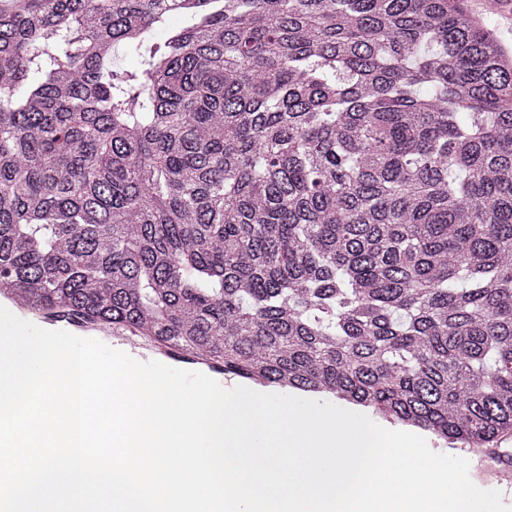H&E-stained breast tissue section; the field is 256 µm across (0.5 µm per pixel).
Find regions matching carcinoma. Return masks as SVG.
<instances>
[{"label":"carcinoma","mask_w":512,"mask_h":512,"mask_svg":"<svg viewBox=\"0 0 512 512\" xmlns=\"http://www.w3.org/2000/svg\"><path fill=\"white\" fill-rule=\"evenodd\" d=\"M0 294L490 453L512 56L464 0H0Z\"/></svg>","instance_id":"cac0c4a2"}]
</instances>
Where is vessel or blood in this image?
Masks as SVG:
<instances>
[{"label": "vessel or blood", "instance_id": "vessel-or-blood-1", "mask_svg": "<svg viewBox=\"0 0 512 512\" xmlns=\"http://www.w3.org/2000/svg\"><path fill=\"white\" fill-rule=\"evenodd\" d=\"M26 319L44 329L65 330L83 338L100 340L108 346L121 350L141 361L169 359L179 362L183 360L192 370L196 369L200 363L199 358H183L179 351L149 344L130 331L119 332L113 330L112 327L82 319L65 320L52 313L30 312L27 313Z\"/></svg>", "mask_w": 512, "mask_h": 512}]
</instances>
